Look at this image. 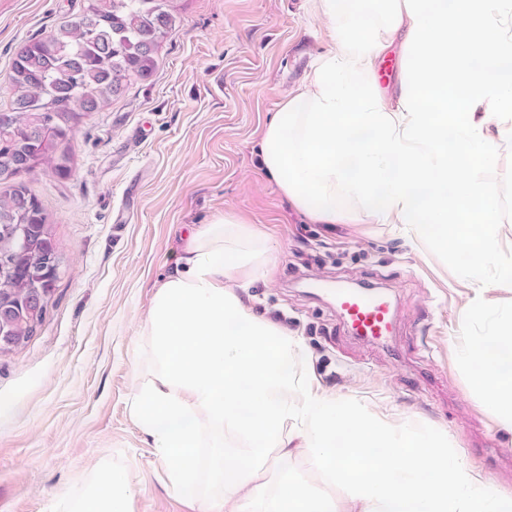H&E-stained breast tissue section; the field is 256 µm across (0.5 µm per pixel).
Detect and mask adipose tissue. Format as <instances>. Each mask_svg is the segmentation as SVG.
Masks as SVG:
<instances>
[{
	"label": "adipose tissue",
	"mask_w": 512,
	"mask_h": 512,
	"mask_svg": "<svg viewBox=\"0 0 512 512\" xmlns=\"http://www.w3.org/2000/svg\"><path fill=\"white\" fill-rule=\"evenodd\" d=\"M329 38L260 143L269 177L309 220L401 224L451 256L468 252L469 316L490 314L486 277L512 286L484 177L512 128V0H316ZM399 44L403 77L383 95L373 63ZM275 262L255 225L217 217L191 230L158 286L133 352L130 413L199 512H337L288 474L309 456L350 484L352 512H512V495L474 475L448 436L392 427L322 391L299 369L301 342L257 317L240 291ZM470 384L512 431V314L462 349ZM233 431L239 449L224 443ZM251 464L239 465L240 453ZM125 466L101 463L63 512H130Z\"/></svg>",
	"instance_id": "obj_1"
}]
</instances>
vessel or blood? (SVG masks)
<instances>
[{"label": "vessel or blood", "instance_id": "b4317fda", "mask_svg": "<svg viewBox=\"0 0 512 512\" xmlns=\"http://www.w3.org/2000/svg\"><path fill=\"white\" fill-rule=\"evenodd\" d=\"M336 305L352 331L376 343L386 342L392 327L391 304L374 292L340 289Z\"/></svg>", "mask_w": 512, "mask_h": 512}]
</instances>
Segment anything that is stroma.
I'll return each mask as SVG.
<instances>
[{
	"mask_svg": "<svg viewBox=\"0 0 512 512\" xmlns=\"http://www.w3.org/2000/svg\"><path fill=\"white\" fill-rule=\"evenodd\" d=\"M86 0H0V110L18 48L79 14ZM176 26L144 80L80 122L73 169L23 181L61 258L44 319L0 352V512H57L97 464L126 466L131 512H197L129 410L132 353L155 286L178 266L189 227L228 214L278 252L244 294L296 337L321 388L388 423L444 431L475 474L512 492V432L486 411L459 354L487 323L459 263L399 224H315L259 164L262 132L328 49L313 0H173ZM486 175L499 187L493 233L512 253V134ZM364 283L391 303L388 345L353 336L314 280Z\"/></svg>",
	"mask_w": 512,
	"mask_h": 512,
	"instance_id": "stroma-1",
	"label": "stroma"
}]
</instances>
